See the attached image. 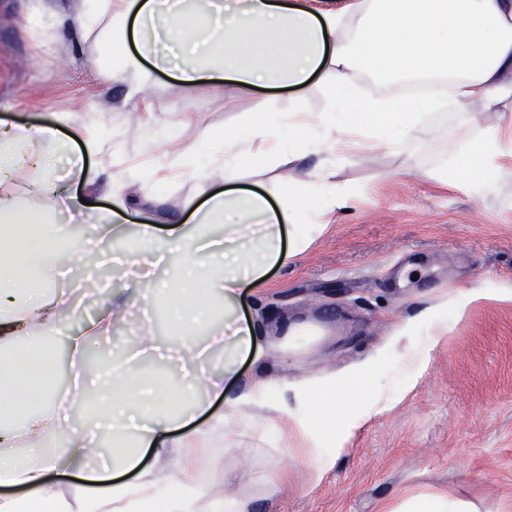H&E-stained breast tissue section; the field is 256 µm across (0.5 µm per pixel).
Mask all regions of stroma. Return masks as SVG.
Returning <instances> with one entry per match:
<instances>
[{"mask_svg": "<svg viewBox=\"0 0 512 512\" xmlns=\"http://www.w3.org/2000/svg\"><path fill=\"white\" fill-rule=\"evenodd\" d=\"M0 120L37 123L68 112L96 132L119 136L127 159L151 165L165 151L152 129L171 126L175 145L198 152L201 134L223 133L247 112H322L326 92L304 100L286 91L229 88L203 80L184 88L170 72L152 74L153 88L131 92L123 76L105 78L87 47L66 38L45 48L25 30L20 0H0ZM498 119L496 113L436 112L412 130L411 151L385 146L337 164L330 179L358 189L323 233L241 310L267 341L264 369L240 362L236 393L256 372L271 378L343 375L377 359L365 389L377 407L352 431L333 469L314 478L311 450L296 431L271 448L260 426L210 440L202 456L211 489L233 476L253 497L252 512H407L416 500L441 497L466 512H512V175L473 196L426 178L450 165L451 146ZM224 169L198 179L159 172L129 194L140 216L163 227L182 219L190 197L223 188ZM109 288L83 297L62 317V330L83 326L126 284L113 269ZM309 315L331 334L308 350L273 346L281 317ZM141 326L132 307L110 343L90 344L107 368L125 358Z\"/></svg>", "mask_w": 512, "mask_h": 512, "instance_id": "obj_1", "label": "stroma"}]
</instances>
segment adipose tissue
<instances>
[{
    "instance_id": "1",
    "label": "adipose tissue",
    "mask_w": 512,
    "mask_h": 512,
    "mask_svg": "<svg viewBox=\"0 0 512 512\" xmlns=\"http://www.w3.org/2000/svg\"><path fill=\"white\" fill-rule=\"evenodd\" d=\"M112 27L104 50L132 89H144L151 69L172 68L173 78L190 87L219 78L234 88H275L305 97L323 88L329 106L322 112H250L223 136L204 140L203 155L168 149L158 163L183 176L206 166H224V190L204 201L188 199L189 221L220 224L223 238L192 234L188 221L167 225L157 236L154 224L139 225L144 261H164L180 253L176 283L155 287L150 310L168 316L170 335L187 366L179 384L160 375L137 372L142 359L160 361L154 336L137 337L128 361L113 365L106 381L85 380V353L91 340L108 338L121 323L139 283L116 292L103 314L63 337L78 381L68 394L49 392L24 409L21 382L36 365H50L48 338L59 335V320L73 303L71 289L54 284L55 275L81 260L60 213L93 216L71 184L115 199L104 215L113 234L127 223L124 193L146 182L150 171L123 164L118 142L92 135L72 115L55 113L36 124L0 126V251L14 262L0 269V512H251L241 494L210 493L193 468L201 451L188 425L208 412L209 398L228 397L237 416L254 409L283 413L285 393H293L297 429L316 447L310 459L314 476L336 464L335 420L351 401L366 402L362 377H327L277 385L256 377L235 395L226 383L237 377L241 357L261 355L253 323L238 320L245 291H258L271 269L286 266L303 252L310 234L324 230L325 219L347 208L355 188L329 181L332 166L346 160L349 134L364 130L375 142L406 150L410 133L433 111L462 112L477 105L487 112L512 105V0H88L85 12L70 13L57 0H34L28 31L46 46L70 24L92 34L104 18ZM369 78L375 91L354 90ZM323 157L320 170L298 176L302 151ZM107 161L108 177L86 167L84 153ZM34 163L24 184L10 181L24 155ZM280 170L287 195L237 187V173L249 166ZM512 170V117L460 139L450 170L429 172L436 182L480 194ZM38 227L35 237L23 227ZM220 259L219 269L202 256ZM224 303V329L201 343L199 333L214 300ZM224 352V365L209 368L211 349ZM96 401L98 414L112 423V452L93 470L98 437L82 429L64 452L48 450L46 438L67 432L64 402ZM185 428L171 438L172 426ZM29 454H16L20 444ZM152 464H143L146 451ZM53 471H74L83 480L79 508L48 484Z\"/></svg>"
}]
</instances>
